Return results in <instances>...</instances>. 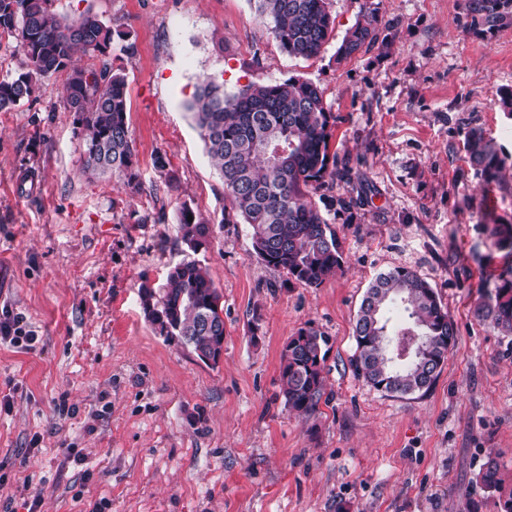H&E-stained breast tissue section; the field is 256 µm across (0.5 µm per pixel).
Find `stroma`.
<instances>
[{
	"mask_svg": "<svg viewBox=\"0 0 512 512\" xmlns=\"http://www.w3.org/2000/svg\"><path fill=\"white\" fill-rule=\"evenodd\" d=\"M315 57L288 55L252 0H56L124 32L110 60L126 81L139 182L82 171L59 88L0 112V312L28 340H0V512H497L476 484L495 458L512 486V336L481 320V289L512 263L479 223H512V25L466 29L463 0H331ZM375 15L386 41L340 61ZM227 92L291 77L323 92L331 149L349 178L322 188L344 264L311 288L261 263L245 224H225L224 182L188 105L204 77ZM506 161L485 186L464 136ZM165 153L169 175L152 164ZM350 200V209L337 199ZM210 228L199 254L224 303V355L200 361L146 318L185 256L182 206ZM416 271L456 343L426 394L392 396L352 366L363 296ZM328 338V403L304 418L279 394L290 336Z\"/></svg>",
	"mask_w": 512,
	"mask_h": 512,
	"instance_id": "stroma-1",
	"label": "stroma"
}]
</instances>
